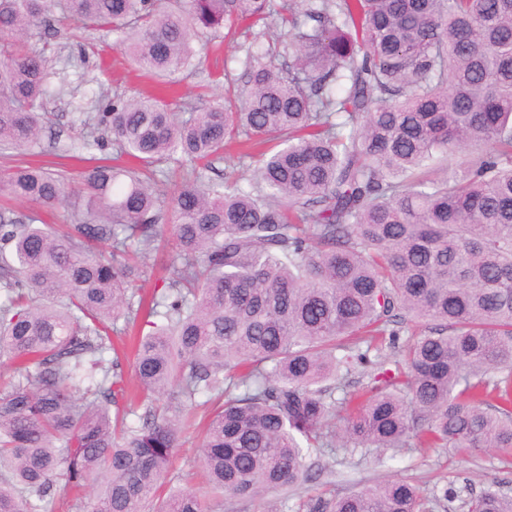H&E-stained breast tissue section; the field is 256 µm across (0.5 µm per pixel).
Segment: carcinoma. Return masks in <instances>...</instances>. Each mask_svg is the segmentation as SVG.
Here are the masks:
<instances>
[{
	"label": "carcinoma",
	"instance_id": "obj_1",
	"mask_svg": "<svg viewBox=\"0 0 512 512\" xmlns=\"http://www.w3.org/2000/svg\"><path fill=\"white\" fill-rule=\"evenodd\" d=\"M50 16L116 33L167 81L201 64L193 33L240 25L246 81L204 112L133 98L78 117L77 185L26 163L0 177L32 207H0V512H40L61 482L96 486L85 512H211L164 492L203 395L217 494L298 487L338 441L512 448V0H0L1 150L36 143L60 92L25 46ZM273 16L286 73L258 50ZM100 129L136 165L93 157ZM242 137L269 144L257 178L205 179ZM62 203L68 223L43 222ZM167 238L134 376L171 402L138 415L106 354L143 309L139 258ZM356 367L368 383L336 402ZM463 508L512 498L487 488ZM424 509L387 480L310 512Z\"/></svg>",
	"mask_w": 512,
	"mask_h": 512
}]
</instances>
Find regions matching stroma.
I'll use <instances>...</instances> for the list:
<instances>
[{"instance_id": "35a3bbf8", "label": "stroma", "mask_w": 512, "mask_h": 512, "mask_svg": "<svg viewBox=\"0 0 512 512\" xmlns=\"http://www.w3.org/2000/svg\"><path fill=\"white\" fill-rule=\"evenodd\" d=\"M116 34L91 30L81 22H71L57 30L50 40L35 36L28 44L46 49L47 59L59 73L60 94L46 102V118L36 144L25 150L0 152V174L20 161L35 158L55 160L60 152L56 137L78 136L73 125L76 113L107 111L113 98L160 94V80L145 75L124 59ZM99 75L100 85H86L84 71ZM243 83L237 62V38L226 35L220 50L210 52L202 66L178 74L183 107L203 110L214 105L223 93L224 78ZM202 427L183 432L175 453L171 474L172 489H190L207 494L200 457ZM315 461L327 472H335L334 484L316 479L297 490L280 492L269 498L242 499L224 495L212 500L213 512H309L318 497L331 498L360 490L383 480H404L415 485L426 503V512H463L464 499L493 488L512 497V450L484 448L460 453L446 448H326L315 454Z\"/></svg>"}]
</instances>
